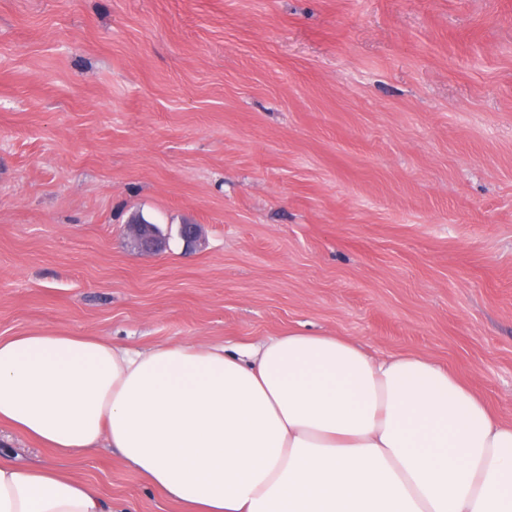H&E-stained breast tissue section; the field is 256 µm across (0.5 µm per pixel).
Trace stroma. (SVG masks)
I'll return each instance as SVG.
<instances>
[{
    "mask_svg": "<svg viewBox=\"0 0 512 512\" xmlns=\"http://www.w3.org/2000/svg\"><path fill=\"white\" fill-rule=\"evenodd\" d=\"M36 329L345 336L512 420V0H0V336ZM0 457L180 512L109 448ZM127 232L134 245L144 251H160L165 244L159 228L155 224L131 221Z\"/></svg>",
    "mask_w": 512,
    "mask_h": 512,
    "instance_id": "obj_1",
    "label": "stroma"
}]
</instances>
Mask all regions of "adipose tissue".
I'll return each instance as SVG.
<instances>
[{
    "label": "adipose tissue",
    "instance_id": "obj_1",
    "mask_svg": "<svg viewBox=\"0 0 512 512\" xmlns=\"http://www.w3.org/2000/svg\"><path fill=\"white\" fill-rule=\"evenodd\" d=\"M105 446L186 512H512V422L447 367L291 333L231 350L0 337V427ZM0 512H113L96 486L0 459Z\"/></svg>",
    "mask_w": 512,
    "mask_h": 512
}]
</instances>
